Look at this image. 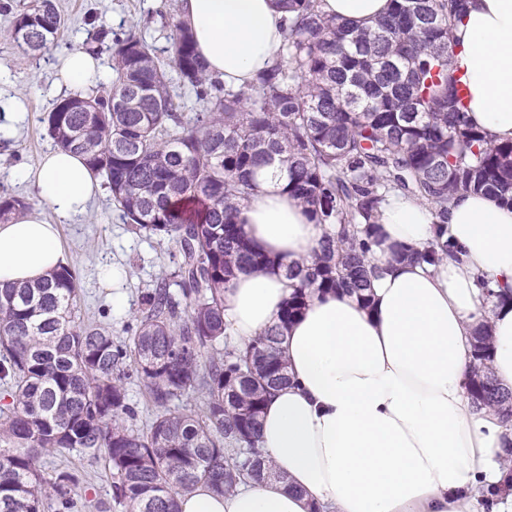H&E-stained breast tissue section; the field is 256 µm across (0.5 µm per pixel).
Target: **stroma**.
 I'll return each mask as SVG.
<instances>
[{
    "label": "stroma",
    "instance_id": "1",
    "mask_svg": "<svg viewBox=\"0 0 512 512\" xmlns=\"http://www.w3.org/2000/svg\"><path fill=\"white\" fill-rule=\"evenodd\" d=\"M66 20L65 30L57 46L32 56L25 53L9 37L11 15L0 14V101L21 96L25 117L14 123L10 138L0 139V188L25 200L29 209L46 211L34 188L15 180L13 171L34 164L53 142L44 119L59 97L54 89L53 64L61 49L74 41L106 51L98 40L99 32L120 33L137 26L146 40L157 49L161 61H168L166 51L169 31L163 26V14L172 12L176 0H54ZM61 243L67 265L76 267L80 275L82 312L89 320L111 326L113 336H122L139 305L141 292L162 271L169 268L168 240L138 232L125 224L109 193L92 205L88 215L77 224L60 227ZM112 264L123 269L119 283L103 284L99 268ZM120 294V304H113V294ZM44 469L73 470L83 479L82 505L78 512H125L112 495V475L104 461H92L69 452L47 457Z\"/></svg>",
    "mask_w": 512,
    "mask_h": 512
}]
</instances>
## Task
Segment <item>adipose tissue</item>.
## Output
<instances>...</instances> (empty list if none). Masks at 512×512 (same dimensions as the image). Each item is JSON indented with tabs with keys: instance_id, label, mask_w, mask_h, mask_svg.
Listing matches in <instances>:
<instances>
[{
	"instance_id": "ef3b65f1",
	"label": "adipose tissue",
	"mask_w": 512,
	"mask_h": 512,
	"mask_svg": "<svg viewBox=\"0 0 512 512\" xmlns=\"http://www.w3.org/2000/svg\"><path fill=\"white\" fill-rule=\"evenodd\" d=\"M389 0H320L323 14L369 24ZM198 53L225 84H252L283 41L275 0H179ZM61 85L104 81L103 59L77 46L55 65ZM451 75L462 78L466 117L497 142L512 140V0H465L453 27ZM52 218L23 213L0 224V282H34L65 263L58 227L79 220L101 191L81 155L55 148L18 170ZM238 205L247 236L269 266L238 274L224 290L225 331L244 344L276 323L293 292L285 267L309 260L323 234L298 199L269 173ZM369 256L380 274L371 303L343 291L313 295L278 349L290 382L262 414L258 446L280 482L207 487L179 498L180 512H478L512 456V420L477 408L466 390L475 328L489 323V367L512 390V305L479 288H512V205L480 193L448 207L455 254L433 265L393 257L436 238L431 209L389 194L379 207Z\"/></svg>"
}]
</instances>
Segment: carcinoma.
Returning a JSON list of instances; mask_svg holds the SVG:
<instances>
[{
	"instance_id": "obj_1",
	"label": "carcinoma",
	"mask_w": 512,
	"mask_h": 512,
	"mask_svg": "<svg viewBox=\"0 0 512 512\" xmlns=\"http://www.w3.org/2000/svg\"><path fill=\"white\" fill-rule=\"evenodd\" d=\"M279 2L289 16L276 62L238 89L208 75L193 35L170 17L172 67L202 102L190 118L134 25L112 39L110 92H74L44 118L55 145L103 178L124 223L174 250L121 339L84 318L71 266L0 284V512L74 508L77 474L43 470L66 450L105 460L127 512H178V497L199 486L222 495L284 479L256 447L267 395L288 383L276 344L313 293L346 290L369 303L377 271L368 255L386 194L425 202L437 224L460 193L512 203V141L468 124L465 85L448 77L464 0H390L368 27L325 17L319 0ZM0 12L13 15L10 38L33 56L65 29L54 0L17 11L3 0ZM262 168L325 231L310 262L288 266L298 285L278 323L223 346L224 289L271 263L237 221ZM25 210L0 191V218ZM442 235L395 258L434 264L453 253ZM473 347L470 396L512 414V391L488 372L487 330ZM133 377L154 407L142 429L129 403Z\"/></svg>"
}]
</instances>
